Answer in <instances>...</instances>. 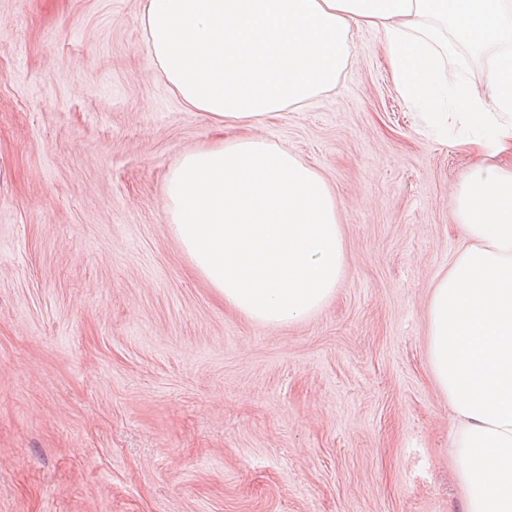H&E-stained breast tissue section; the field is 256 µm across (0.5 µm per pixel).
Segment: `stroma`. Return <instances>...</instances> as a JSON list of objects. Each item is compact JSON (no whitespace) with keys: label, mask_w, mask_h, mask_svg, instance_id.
I'll use <instances>...</instances> for the list:
<instances>
[{"label":"stroma","mask_w":512,"mask_h":512,"mask_svg":"<svg viewBox=\"0 0 512 512\" xmlns=\"http://www.w3.org/2000/svg\"><path fill=\"white\" fill-rule=\"evenodd\" d=\"M142 0H0V512H460L427 302L473 158L380 33L255 124L328 183L345 276L279 327L182 251L170 170L216 133L151 64Z\"/></svg>","instance_id":"obj_1"}]
</instances>
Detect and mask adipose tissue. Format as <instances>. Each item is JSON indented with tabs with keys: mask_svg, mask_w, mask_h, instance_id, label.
Masks as SVG:
<instances>
[{
	"mask_svg": "<svg viewBox=\"0 0 512 512\" xmlns=\"http://www.w3.org/2000/svg\"><path fill=\"white\" fill-rule=\"evenodd\" d=\"M152 63L183 104L237 137L185 152L172 231L198 274L258 324L322 309L344 275L339 205L314 169L250 127L332 90L351 26L378 31L402 96L478 151L457 194L468 240L432 283L427 371L448 403L461 512H512V0H145ZM492 49L483 89L457 45Z\"/></svg>",
	"mask_w": 512,
	"mask_h": 512,
	"instance_id": "1",
	"label": "adipose tissue"
}]
</instances>
